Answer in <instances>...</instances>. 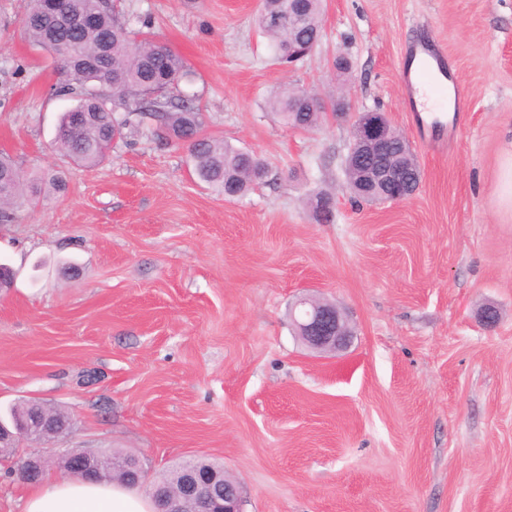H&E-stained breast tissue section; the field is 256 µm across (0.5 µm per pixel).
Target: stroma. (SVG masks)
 Segmentation results:
<instances>
[{"label":"stroma","mask_w":512,"mask_h":512,"mask_svg":"<svg viewBox=\"0 0 512 512\" xmlns=\"http://www.w3.org/2000/svg\"><path fill=\"white\" fill-rule=\"evenodd\" d=\"M256 5L124 0L130 27L149 19L193 71L203 134L265 162L227 200L185 147L131 128L92 167L55 149L75 100L24 32L28 0H0V151L42 182L35 209L0 223V414L36 401L72 417L0 462V512H24L13 462L62 448L135 454L150 480L217 460L244 512H512V0H326L324 36L292 68ZM412 43L437 45L466 92L445 134L410 109ZM286 86L386 112L423 170L418 193L353 204L351 120L285 125L268 101ZM321 191L327 224L306 204ZM301 295L346 317V350L296 336Z\"/></svg>","instance_id":"35a3bbf8"}]
</instances>
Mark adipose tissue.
Wrapping results in <instances>:
<instances>
[{"label":"adipose tissue","mask_w":512,"mask_h":512,"mask_svg":"<svg viewBox=\"0 0 512 512\" xmlns=\"http://www.w3.org/2000/svg\"><path fill=\"white\" fill-rule=\"evenodd\" d=\"M24 512H156V505L117 483L49 478L28 488Z\"/></svg>","instance_id":"obj_1"}]
</instances>
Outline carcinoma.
I'll list each match as a JSON object with an SVG mask.
<instances>
[{
	"mask_svg": "<svg viewBox=\"0 0 512 512\" xmlns=\"http://www.w3.org/2000/svg\"><path fill=\"white\" fill-rule=\"evenodd\" d=\"M303 18L288 17V23L258 21L268 38L275 58L288 63L292 46L305 44L316 33L323 32V0H308ZM93 22L79 25L80 17ZM151 23L142 21V29L133 31L123 9V0H59V11L47 12L45 0H30L23 20L28 37L48 52L64 81L56 92L76 98L75 109L88 113L85 123L75 122L72 111L65 112L58 125L62 134L54 146L84 165L101 163L112 142L124 137V130L134 127L160 146L172 143L186 146L200 182L224 193L232 187L245 193L260 179L257 169L262 161L248 163L240 150L217 139L201 135L199 95L189 94L180 84L192 82L193 74L184 60L167 45L144 32ZM269 107L282 121L295 128L318 126L323 109L302 108L291 101L286 91L273 97ZM394 139L392 159L404 167L412 184H417L415 169L419 164L413 152L402 151L401 133L390 128ZM375 163L371 151H348L345 159L346 188L358 200L366 197L355 191L359 187L358 171ZM37 200V191L24 190V180L16 160L0 154V222L15 218L16 209ZM125 454L98 450L90 467L69 476L86 479L125 482L122 469ZM210 466L222 468L208 459H191L160 475L159 484H172L183 467Z\"/></svg>",
	"mask_w": 512,
	"mask_h": 512,
	"instance_id": "1",
	"label": "carcinoma"
}]
</instances>
